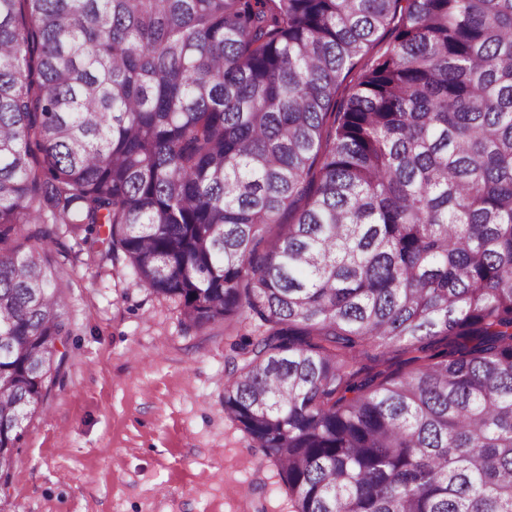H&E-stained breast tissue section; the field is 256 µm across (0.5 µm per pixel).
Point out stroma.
I'll return each mask as SVG.
<instances>
[{
	"instance_id": "1",
	"label": "stroma",
	"mask_w": 512,
	"mask_h": 512,
	"mask_svg": "<svg viewBox=\"0 0 512 512\" xmlns=\"http://www.w3.org/2000/svg\"><path fill=\"white\" fill-rule=\"evenodd\" d=\"M71 336L25 421L13 512H289L276 466L224 414V329H188L171 301L62 234Z\"/></svg>"
}]
</instances>
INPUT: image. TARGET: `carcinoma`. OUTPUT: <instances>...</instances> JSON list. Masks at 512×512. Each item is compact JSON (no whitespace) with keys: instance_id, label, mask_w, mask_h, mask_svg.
Listing matches in <instances>:
<instances>
[{"instance_id":"obj_1","label":"carcinoma","mask_w":512,"mask_h":512,"mask_svg":"<svg viewBox=\"0 0 512 512\" xmlns=\"http://www.w3.org/2000/svg\"><path fill=\"white\" fill-rule=\"evenodd\" d=\"M81 230L224 326L290 512H512V0H0L3 455ZM374 352H369V355L362 354L357 358V366L365 369L366 371H395V370H406L410 367L408 359L409 354L402 352H394L384 358H373Z\"/></svg>"}]
</instances>
